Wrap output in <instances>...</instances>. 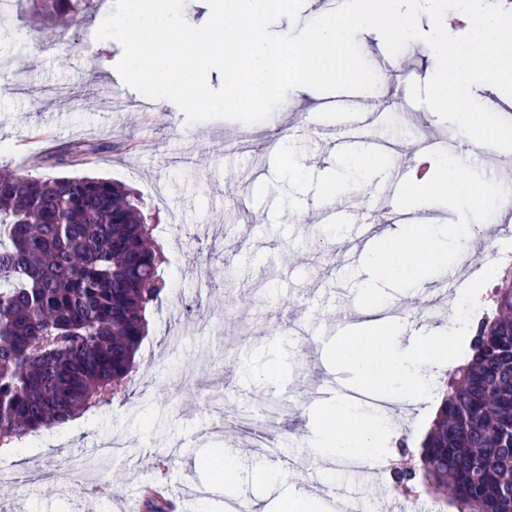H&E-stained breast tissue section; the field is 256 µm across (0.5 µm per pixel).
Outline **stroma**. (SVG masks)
Here are the masks:
<instances>
[{
  "label": "stroma",
  "mask_w": 512,
  "mask_h": 512,
  "mask_svg": "<svg viewBox=\"0 0 512 512\" xmlns=\"http://www.w3.org/2000/svg\"><path fill=\"white\" fill-rule=\"evenodd\" d=\"M27 14L26 0H14L10 24L0 26V165L23 171L52 147L111 143L92 161L74 157L36 173L105 178L134 193L147 223L159 227L170 288L147 314L148 335L131 382L116 387L106 405L17 443L12 459L20 474L0 482V512H123L125 504H137L148 483L184 499V512H224L211 458L228 447L239 451L245 466L273 464L288 484L319 490L322 500L346 489L377 507V478L344 469L330 476L314 472L310 421L327 402L312 389L335 376L349 377L331 349L350 342L372 313L356 305V290L368 273L340 264L351 225L319 224L312 214L321 181L329 176L349 179V195L362 216L377 220L383 210H396L388 194L392 167L369 165L366 151L336 155L323 149L320 127L340 125L323 110L325 94L304 90L250 126L225 119L189 125L174 103L148 99L122 80L117 40L95 42L89 51L70 48V41L96 33V12L81 16L67 40L39 56ZM359 48L375 73L398 78L385 91L365 93V100L383 103L389 112L401 106L422 112L407 87L428 81L429 46L420 41L394 56L378 32L368 31ZM116 92L128 111L111 110ZM285 133L290 141L283 153L274 143ZM292 155L306 172L290 185L284 174ZM229 182L238 186L239 201L225 196ZM201 260L215 276L205 291L196 286ZM492 265L483 249L474 248L459 282L480 310L489 308L498 283L481 275ZM348 308L355 309L356 321L345 325L340 313ZM275 358L283 361L275 385L257 382L256 372ZM224 394L245 405L249 421L216 413ZM405 411V420L391 425L392 467L406 454H419L433 425L421 406L409 404ZM229 428L236 432L231 440L225 437ZM261 428L270 447L250 446ZM116 433L129 445L106 460L99 476L105 492L91 503L39 480V473L88 456Z\"/></svg>",
  "instance_id": "35a3bbf8"
}]
</instances>
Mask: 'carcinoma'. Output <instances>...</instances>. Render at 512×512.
Returning a JSON list of instances; mask_svg holds the SVG:
<instances>
[{
    "label": "carcinoma",
    "mask_w": 512,
    "mask_h": 512,
    "mask_svg": "<svg viewBox=\"0 0 512 512\" xmlns=\"http://www.w3.org/2000/svg\"><path fill=\"white\" fill-rule=\"evenodd\" d=\"M30 34L61 37L95 0H30ZM169 285L130 193L89 177L0 166V439L63 426L131 372L146 313ZM448 372L421 442L433 493L455 512H512V266Z\"/></svg>",
    "instance_id": "obj_1"
}]
</instances>
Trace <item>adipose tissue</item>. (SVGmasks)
<instances>
[{
	"mask_svg": "<svg viewBox=\"0 0 512 512\" xmlns=\"http://www.w3.org/2000/svg\"><path fill=\"white\" fill-rule=\"evenodd\" d=\"M361 333L362 342L338 347L337 357L354 369L356 389L385 387L400 402L427 399L430 374L438 361L450 358L448 346L455 341L454 330L444 325L407 337L404 321L395 316L363 322ZM318 427L323 471H333L340 461L381 462L388 423L376 411L343 398L325 410Z\"/></svg>",
	"mask_w": 512,
	"mask_h": 512,
	"instance_id": "ef3b65f1",
	"label": "adipose tissue"
}]
</instances>
